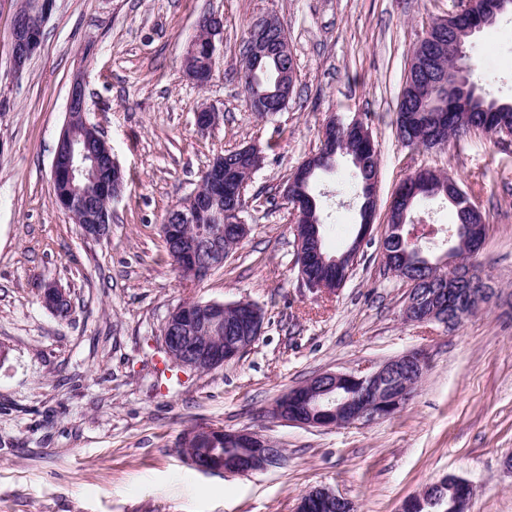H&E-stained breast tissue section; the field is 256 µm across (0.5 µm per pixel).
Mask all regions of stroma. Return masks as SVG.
I'll use <instances>...</instances> for the list:
<instances>
[{
  "label": "stroma",
  "mask_w": 512,
  "mask_h": 512,
  "mask_svg": "<svg viewBox=\"0 0 512 512\" xmlns=\"http://www.w3.org/2000/svg\"><path fill=\"white\" fill-rule=\"evenodd\" d=\"M461 0H56L22 76L10 66L14 4L0 0V512H295L326 486L356 512H399L446 475L474 483L473 512H512V137L478 132L427 150L398 139L412 51ZM208 15L224 43L206 88L181 59ZM276 17L297 88L263 121L241 84L239 48L252 22ZM476 82L512 99V14L467 43ZM86 118L125 173L107 236H84L55 201L51 164L74 81ZM224 114L199 132L195 115ZM362 119L379 150L372 239L336 293L311 292L295 265L283 188L316 154L330 119ZM254 144L264 160L246 191L247 237L200 281L180 276L162 225L212 159ZM421 168L454 177L489 218L476 262L498 300L456 328L406 322L408 286L384 266L396 186ZM352 165L319 174L330 253L355 237ZM437 225L427 252L448 248L455 217L441 199L415 211ZM63 288L70 315L42 306ZM248 300L265 312L243 355L207 372L165 358L162 328L187 301ZM423 349L428 370L394 416L308 428L273 419L275 400L312 376L368 371ZM251 428L286 448V466L250 476L203 473L175 443L194 426Z\"/></svg>",
  "instance_id": "1"
}]
</instances>
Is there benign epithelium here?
Listing matches in <instances>:
<instances>
[{
  "label": "benign epithelium",
  "instance_id": "obj_1",
  "mask_svg": "<svg viewBox=\"0 0 512 512\" xmlns=\"http://www.w3.org/2000/svg\"><path fill=\"white\" fill-rule=\"evenodd\" d=\"M55 0H39V19L29 20L16 8L10 28V61L15 75H22L28 62L42 44L43 27L51 16ZM455 16L467 26L469 35L481 29L477 14L466 3ZM198 42L188 47L183 59L187 77L197 85H206L213 76L217 52L223 45V23L212 16L206 28V45L210 55L209 68L200 70L191 65ZM249 68L243 79V88L252 110L260 112H281L288 106L290 94L288 86L295 82V68L288 65L291 56L286 31H280L273 39L266 32L265 19L253 22L248 40ZM278 64V76L274 90L263 88L260 73L265 71L267 59ZM221 112L208 105L196 113V125L206 131L216 127ZM110 152V146L90 126L82 112L67 113V121L60 133L57 148L52 160L51 173L55 199L58 205L72 217H77L92 189L100 178L108 174L112 177L116 199L122 191V169L117 161H112V170L105 172L101 165V155ZM208 188L211 195H224V155L218 154L206 169ZM312 175V167L306 162L299 167L287 184L284 196L293 204L294 215L298 218L309 211L310 201L295 192L296 185L302 184ZM437 173L419 169L412 175L415 189H429L434 186ZM367 196L370 204L364 210V232L362 238H369L374 225L377 209V182L368 184ZM448 201L463 202L464 209L472 212L479 220L468 225L466 235L456 239L448 247L449 277L469 279L473 269L465 272L456 269L453 254L463 248L468 254L476 255L484 242L487 218L471 202L453 178H448ZM184 224L162 225L166 245L173 248L179 258L180 273L183 278L200 281L213 270L224 265V248L219 236H213L206 244V256L197 258L198 244L192 235V224L197 222L196 200L190 198L183 204ZM457 290H448V307L427 303L420 293L409 290L403 307V317L412 323L441 322L452 329L461 325L474 314L483 311L491 302L494 291L491 288H468L463 297V305L454 299ZM68 301L67 294L57 285L48 283L43 288L41 302L50 312H56L62 303ZM235 309L239 313L238 335L228 337L224 346L211 344L210 334L224 326V311ZM264 317L261 309L250 301L235 303H190L181 304L167 317L163 329V349L168 359L177 367L189 371L209 370L238 358L250 348L262 332ZM429 365L428 353L423 350L408 352L393 357L369 372H324L310 378L304 384L288 391L280 397L272 408V416L289 423L312 428H331L337 425L366 424L388 418L404 407L411 397L412 390L420 382ZM232 439L240 444L238 448H218L220 441ZM197 443L211 445L209 453L193 462V465L206 473L249 476L281 468L287 463L285 449L278 443L248 428L226 430L220 427L191 428L182 433L177 441L181 446ZM474 487L468 481L455 476H445L425 487L420 493L407 499L400 512H421L427 508L431 512H472ZM354 512L350 501L330 488H316L303 493L296 512Z\"/></svg>",
  "mask_w": 512,
  "mask_h": 512
}]
</instances>
